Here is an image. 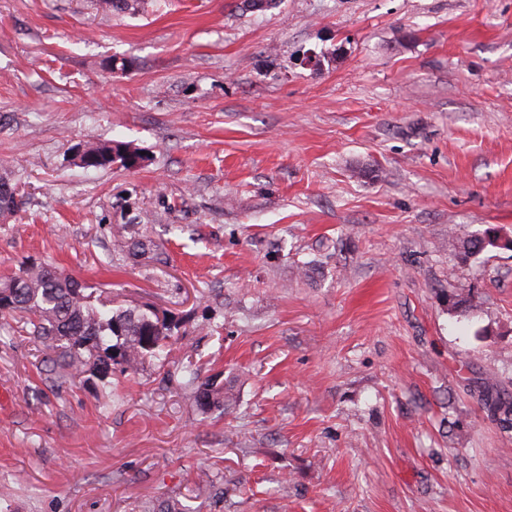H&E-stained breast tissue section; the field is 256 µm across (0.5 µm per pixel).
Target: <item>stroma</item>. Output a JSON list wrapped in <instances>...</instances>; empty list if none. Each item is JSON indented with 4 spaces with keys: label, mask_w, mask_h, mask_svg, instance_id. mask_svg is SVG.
<instances>
[{
    "label": "stroma",
    "mask_w": 512,
    "mask_h": 512,
    "mask_svg": "<svg viewBox=\"0 0 512 512\" xmlns=\"http://www.w3.org/2000/svg\"><path fill=\"white\" fill-rule=\"evenodd\" d=\"M111 141L140 165L80 167ZM1 177L0 278L52 267L174 335L105 388L0 320V512H512V431L465 389L512 385V249L453 268L512 238V0H0ZM25 193L18 184L0 179V214H11L20 210L24 204ZM490 232L485 233L483 236H477V234L471 235L466 239H463L460 250L456 255V263L454 267H462L470 265L473 259L479 254L487 250L490 246L499 247L505 249H511L512 247L507 245H497L494 243V238ZM183 383L194 390L196 406L203 412L225 413L237 406V397L232 393L231 382H215L213 378L200 381L198 369L191 360L182 363Z\"/></svg>",
    "instance_id": "1"
}]
</instances>
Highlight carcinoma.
<instances>
[{"label":"carcinoma","mask_w":512,"mask_h":512,"mask_svg":"<svg viewBox=\"0 0 512 512\" xmlns=\"http://www.w3.org/2000/svg\"><path fill=\"white\" fill-rule=\"evenodd\" d=\"M133 168L142 157L122 142H111L83 150L80 164L99 169L115 161ZM25 193L18 184L0 179V214H11L24 204ZM495 246L487 232L471 235L461 243L455 266L470 264L479 254ZM116 249L134 257L152 250L151 242L119 241ZM481 303L470 294L452 300V308L467 315ZM19 314L26 333L48 352L50 370L76 375L86 372L106 381L112 369L134 375L145 363L164 366L170 355V328L159 323L151 308H114L101 299L95 285L62 275L49 267L21 266L0 283V316ZM184 385L194 390L196 406L204 413H225L237 406L229 382L200 380L193 361L183 363ZM482 405L504 427L512 428V394L498 387L492 377L469 381ZM150 512H190V505L177 498L159 501Z\"/></svg>","instance_id":"1"}]
</instances>
